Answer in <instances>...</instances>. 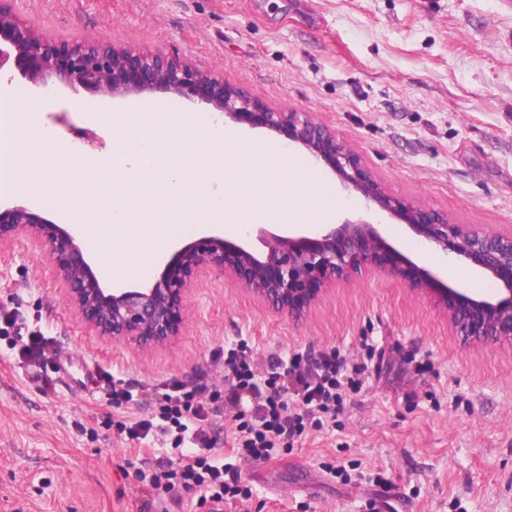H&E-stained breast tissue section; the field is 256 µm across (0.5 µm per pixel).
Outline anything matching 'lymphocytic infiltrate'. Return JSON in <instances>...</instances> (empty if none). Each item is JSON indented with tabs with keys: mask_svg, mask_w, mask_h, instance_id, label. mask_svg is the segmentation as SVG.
<instances>
[{
	"mask_svg": "<svg viewBox=\"0 0 512 512\" xmlns=\"http://www.w3.org/2000/svg\"><path fill=\"white\" fill-rule=\"evenodd\" d=\"M291 370L300 382L302 401L308 413L325 415L335 413L345 389L360 388V376L366 367L348 365L339 353L333 351L308 366L293 361ZM278 380V374L273 373L260 383L265 395L255 421H244L237 426L240 450L257 461L272 459L305 429L302 416H285L287 403ZM206 419L207 412L199 391L173 385L162 395L157 422L143 420L127 427L128 439L169 435L173 438L174 448L181 451L177 460L166 465L138 470L137 476L148 485L153 501H160L163 494L180 483L203 492L210 502L211 512H224L225 497L238 494L240 474L235 466L221 457L208 456L198 450L206 436Z\"/></svg>",
	"mask_w": 512,
	"mask_h": 512,
	"instance_id": "lymphocytic-infiltrate-1",
	"label": "lymphocytic infiltrate"
}]
</instances>
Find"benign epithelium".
<instances>
[{
  "mask_svg": "<svg viewBox=\"0 0 512 512\" xmlns=\"http://www.w3.org/2000/svg\"><path fill=\"white\" fill-rule=\"evenodd\" d=\"M13 0H0V71L12 65L40 90L63 85L97 97L173 92L211 106L235 121L283 132L314 162L329 168L342 189L395 218L421 237L427 251L453 260L496 281L492 296L474 297L451 288L430 269L391 244L380 224L349 218L317 224L306 233L286 235L256 230L261 254L220 235L203 237L178 249L158 280L146 288H105L85 259L80 241L24 205L0 209V247L36 239L68 287V299L97 335L156 347L180 335L183 307L195 277L218 273L299 321L333 281L363 269L400 279L433 297L453 332L467 341L512 342V231H489L457 224L448 214L390 194L367 170L358 154L307 112L270 107L224 79L179 58L133 52L112 41H55L21 20Z\"/></svg>",
  "mask_w": 512,
  "mask_h": 512,
  "instance_id": "7a95c632",
  "label": "benign epithelium"
}]
</instances>
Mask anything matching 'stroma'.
Wrapping results in <instances>:
<instances>
[{
	"instance_id": "35a3bbf8",
	"label": "stroma",
	"mask_w": 512,
	"mask_h": 512,
	"mask_svg": "<svg viewBox=\"0 0 512 512\" xmlns=\"http://www.w3.org/2000/svg\"><path fill=\"white\" fill-rule=\"evenodd\" d=\"M58 41L108 39L177 57L275 108L309 112L391 194L459 224L512 231V0H15ZM57 139L112 130L86 91L40 94ZM173 343L141 349L85 327L32 239L0 251V512H142L136 472L172 454L119 423L155 417L166 386L208 393V436L248 495L224 512H512V343L468 346L428 295L366 270L329 288L299 322L225 277L196 278ZM50 345L32 362L15 335ZM244 342L302 412L295 356L332 349L367 363L334 417L308 421L288 452H234L258 397L225 380ZM376 349L365 358V344ZM136 401L117 404L116 384Z\"/></svg>"
}]
</instances>
